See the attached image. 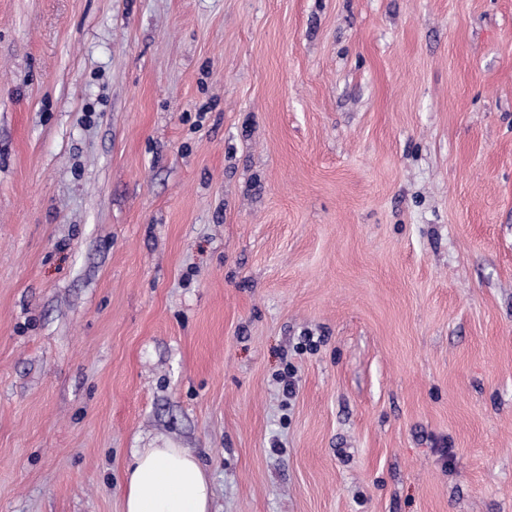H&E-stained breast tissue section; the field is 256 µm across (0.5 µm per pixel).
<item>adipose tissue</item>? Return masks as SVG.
<instances>
[{"instance_id": "adipose-tissue-1", "label": "adipose tissue", "mask_w": 512, "mask_h": 512, "mask_svg": "<svg viewBox=\"0 0 512 512\" xmlns=\"http://www.w3.org/2000/svg\"><path fill=\"white\" fill-rule=\"evenodd\" d=\"M212 491L182 448H138L126 471L124 512H209Z\"/></svg>"}]
</instances>
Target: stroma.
Segmentation results:
<instances>
[{
  "instance_id": "35a3bbf8",
  "label": "stroma",
  "mask_w": 512,
  "mask_h": 512,
  "mask_svg": "<svg viewBox=\"0 0 512 512\" xmlns=\"http://www.w3.org/2000/svg\"><path fill=\"white\" fill-rule=\"evenodd\" d=\"M512 512V0H0V512ZM212 491L183 448H137L126 471L124 512H210Z\"/></svg>"
}]
</instances>
